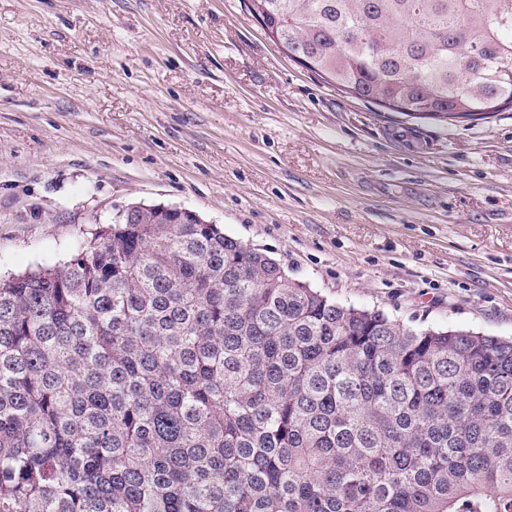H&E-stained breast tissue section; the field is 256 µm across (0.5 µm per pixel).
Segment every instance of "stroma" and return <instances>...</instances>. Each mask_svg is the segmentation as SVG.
Wrapping results in <instances>:
<instances>
[{"instance_id":"1","label":"stroma","mask_w":512,"mask_h":512,"mask_svg":"<svg viewBox=\"0 0 512 512\" xmlns=\"http://www.w3.org/2000/svg\"><path fill=\"white\" fill-rule=\"evenodd\" d=\"M244 2L0 0V277L175 205L338 303L512 337V110L375 106Z\"/></svg>"}]
</instances>
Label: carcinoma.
<instances>
[{
	"mask_svg": "<svg viewBox=\"0 0 512 512\" xmlns=\"http://www.w3.org/2000/svg\"><path fill=\"white\" fill-rule=\"evenodd\" d=\"M247 9L384 109H512V0ZM0 512H512V338L338 303L217 224L119 216L0 279Z\"/></svg>",
	"mask_w": 512,
	"mask_h": 512,
	"instance_id": "obj_1",
	"label": "carcinoma"
}]
</instances>
